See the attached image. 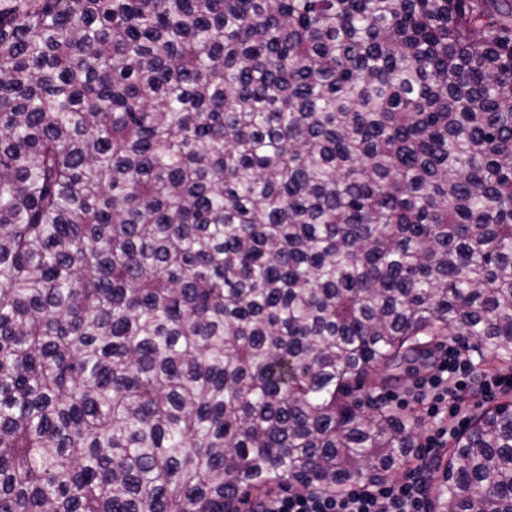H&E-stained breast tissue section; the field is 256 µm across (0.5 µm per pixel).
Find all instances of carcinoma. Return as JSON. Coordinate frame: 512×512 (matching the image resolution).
Here are the masks:
<instances>
[{
	"label": "carcinoma",
	"instance_id": "obj_1",
	"mask_svg": "<svg viewBox=\"0 0 512 512\" xmlns=\"http://www.w3.org/2000/svg\"><path fill=\"white\" fill-rule=\"evenodd\" d=\"M512 366V0H0V512L385 480L353 392ZM444 512H512V404ZM429 367V366H428ZM422 368L417 365L403 364L399 368L383 372L376 379H367L366 388L373 395L388 391H405L421 376L429 373L433 367ZM384 382L381 383V380Z\"/></svg>",
	"mask_w": 512,
	"mask_h": 512
}]
</instances>
